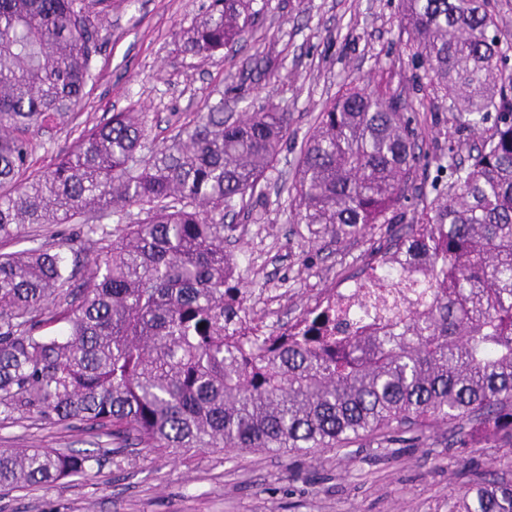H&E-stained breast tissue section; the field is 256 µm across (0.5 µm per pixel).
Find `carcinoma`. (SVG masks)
<instances>
[{
  "label": "carcinoma",
  "mask_w": 512,
  "mask_h": 512,
  "mask_svg": "<svg viewBox=\"0 0 512 512\" xmlns=\"http://www.w3.org/2000/svg\"><path fill=\"white\" fill-rule=\"evenodd\" d=\"M257 0H211L175 33L202 60L247 39ZM403 27L456 132L460 157L421 151L413 102L354 86L319 112L294 167L289 208L316 238L396 224L360 277L266 332L224 252L288 138L263 105L233 121L224 102L161 148L131 107L84 125L35 173L33 141L74 122L105 50L112 0H0V241L29 224L79 235L0 253V415L79 422L115 453L264 450L314 457L368 437L418 445L433 425L454 448L506 449L512 467V34L491 0H402ZM435 167L416 186L419 167ZM138 209L132 213L131 209ZM116 214L111 230L102 220ZM90 273L72 287L84 251ZM99 455L0 449V486L84 475ZM448 512H512V480L477 471Z\"/></svg>",
  "instance_id": "cac0c4a2"
}]
</instances>
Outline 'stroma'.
Returning a JSON list of instances; mask_svg holds the SVG:
<instances>
[{
    "label": "stroma",
    "instance_id": "stroma-1",
    "mask_svg": "<svg viewBox=\"0 0 512 512\" xmlns=\"http://www.w3.org/2000/svg\"><path fill=\"white\" fill-rule=\"evenodd\" d=\"M209 0H114L110 39L95 62L97 79L81 119L98 122L130 105L148 115L162 143L205 106L223 103L240 115L264 104L288 114V139L268 173L264 195L234 222L227 245L248 290L256 322L275 328L298 316L330 288L348 287L398 227L376 224L356 238H311L294 223L288 187L300 148L324 105L346 84L366 82L422 100L430 92L400 24V0H264L251 37L200 60L179 54L173 33L190 26ZM423 148L448 149L455 122L420 112ZM70 224H32L0 252L69 237ZM444 425L423 444H397L384 455L376 440L310 458L265 452L228 455L185 448L177 454L127 448L103 456L87 475L0 492V512H448L451 489L473 469L499 466L497 449L456 452ZM39 446L95 452L82 425L0 419V448Z\"/></svg>",
    "mask_w": 512,
    "mask_h": 512
}]
</instances>
